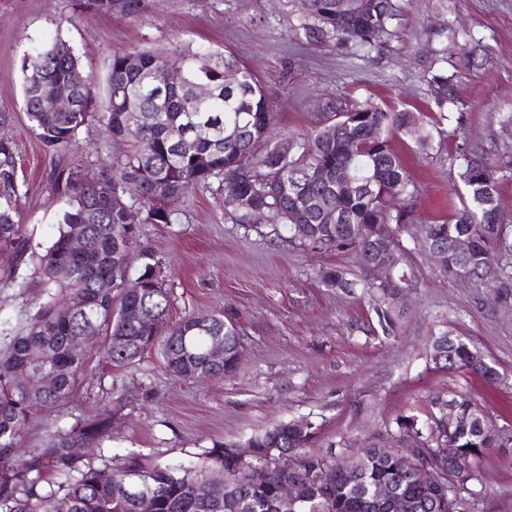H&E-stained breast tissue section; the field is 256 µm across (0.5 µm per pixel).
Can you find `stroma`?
Returning <instances> with one entry per match:
<instances>
[{
	"mask_svg": "<svg viewBox=\"0 0 512 512\" xmlns=\"http://www.w3.org/2000/svg\"><path fill=\"white\" fill-rule=\"evenodd\" d=\"M398 3L391 36L357 52L309 39L294 0H152L138 19L91 16L75 0H0V113L11 117L0 137L15 145L22 188L12 206L33 244L47 246L58 233L65 205L58 168L92 167L124 149L92 125L58 156L32 129L22 62L58 38L99 85L119 50L190 41L233 53L261 77L277 130L296 134L323 120L329 100L389 104L434 121L427 73L444 69L453 77L462 123L445 122L433 135L436 148L425 152L407 134L393 145L419 190L418 223L447 220L464 195L449 152L463 145L495 159L500 120L512 114V0ZM472 46L479 64L468 68L462 53ZM441 47L448 50L444 63L435 55ZM140 244L153 252L170 291L168 323L202 312H221L235 323L241 334L235 371L221 380L179 379L151 349L123 367L90 358L69 401L27 426L21 451L41 444L48 419L69 423L112 406L119 410L116 454L188 459L300 416L316 426L312 451L341 453L394 442L397 418H424L429 396L462 389L498 427L512 429V310L501 308L490 289L443 276L420 247L411 254L418 284L394 301L396 320L387 332L376 314L379 293L364 287L355 254L310 249L225 222L217 179L186 197L180 223L142 225ZM323 266L343 269L356 288L327 286L316 276ZM447 331L476 344L500 372L498 385L435 367L431 343ZM468 486L474 494L465 512H512V447L486 449Z\"/></svg>",
	"mask_w": 512,
	"mask_h": 512,
	"instance_id": "stroma-1",
	"label": "stroma"
}]
</instances>
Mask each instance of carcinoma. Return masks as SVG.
<instances>
[{
  "mask_svg": "<svg viewBox=\"0 0 512 512\" xmlns=\"http://www.w3.org/2000/svg\"><path fill=\"white\" fill-rule=\"evenodd\" d=\"M88 14L121 13L138 18L149 0H78ZM303 29L308 35L369 51L391 34L397 17L395 0H300ZM183 74L180 86L162 90L166 72ZM238 71V83L225 85V72ZM24 104L41 142L55 152L71 150L81 129L99 124L127 150L99 161L62 169L58 189L67 197L58 235L40 253L30 252L25 225L0 206V289L17 285L26 255L35 260L34 273L47 300L34 301L22 323L0 327V512H139L137 496L151 494L157 512H461L469 492L456 472L474 470L482 448L512 444V431L497 435L480 426L481 408L461 391L428 399L426 419L404 416L396 421L401 436L414 440L432 466L447 477L429 484L401 469L375 444L347 455L349 469L334 470L336 451H306L315 424L291 418L247 439L256 450L255 462L270 467L268 480L252 484L236 471L237 460L216 444L188 463L165 462L137 452L112 453V422L116 411L101 409L90 418L77 417L59 426L48 425L42 445L25 456L17 442L29 422L64 405L82 383L88 358L94 354L112 366H126L149 348H156L167 370L188 379H222L236 366L240 349L236 326L219 312L198 313L166 327L169 295L157 271L158 262L146 248L140 266L130 264L131 247L139 224L128 223L127 207L112 205L124 186H140L136 198L140 224H176L184 198L212 178L224 193V217L233 224L258 230L252 215L264 210L288 239L313 249L352 251L369 271L376 250L391 247L393 278L366 282L389 300L400 288H412L416 274L411 250L402 233L416 223L418 189L401 155L392 145L396 134L416 135L417 146L432 148L424 115L406 109L382 108L370 102L351 106L326 105L329 118L308 135L276 134L273 112L258 77L232 55L190 43L163 51L123 50L112 54L102 93L93 91L79 56L60 39L22 64ZM69 81L75 110L50 112L43 106L44 87ZM428 83L439 111L448 119L455 104L454 84L438 70ZM207 85V100L196 87ZM286 140L288 153L278 151ZM457 176L465 196L462 208L442 222L426 224L420 247L436 251L440 272L450 279H473L496 288L499 304L512 306V222L500 209L497 171L512 167V145L504 141L498 165L467 156L457 148ZM354 184L352 192L346 190ZM20 189L12 143L0 138V199L10 201ZM308 214L300 229L292 213ZM470 241L461 255L453 241ZM495 251L505 259L497 268L486 265ZM325 284L352 288L336 267L317 273ZM129 280L139 285L135 292ZM81 294V309L67 307L69 297ZM115 336L127 345H112ZM224 343L225 358L213 360L209 348ZM441 358L437 368L450 373L470 372L495 385L500 373L493 365L475 362L478 347L462 335L446 332L431 344ZM26 373L29 381L20 378ZM49 382H44V379ZM455 419L443 416L448 406ZM94 448L96 452L87 453ZM211 496L194 495L200 482ZM288 484L296 503L283 510L279 492ZM393 488L398 507H372L375 488Z\"/></svg>",
  "mask_w": 512,
  "mask_h": 512,
  "instance_id": "obj_1",
  "label": "carcinoma"
}]
</instances>
